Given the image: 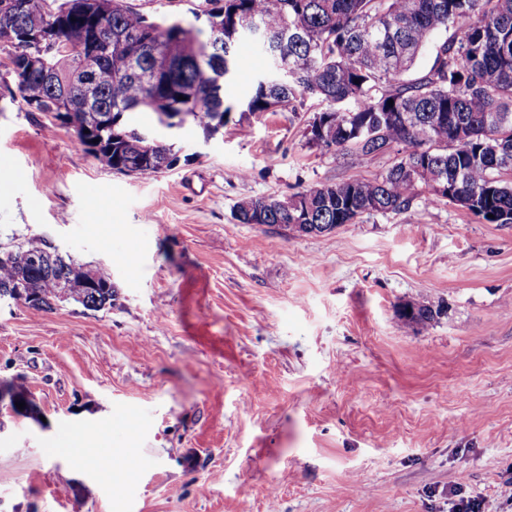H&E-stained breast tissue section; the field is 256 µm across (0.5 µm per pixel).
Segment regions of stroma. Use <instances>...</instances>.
Returning a JSON list of instances; mask_svg holds the SVG:
<instances>
[{"instance_id":"stroma-1","label":"stroma","mask_w":512,"mask_h":512,"mask_svg":"<svg viewBox=\"0 0 512 512\" xmlns=\"http://www.w3.org/2000/svg\"><path fill=\"white\" fill-rule=\"evenodd\" d=\"M129 2L205 26L206 0ZM259 68L149 177L0 101V248L50 237L119 289L100 311L0 301V379L36 405L0 415V512H455L456 487L512 512V224L443 204L320 235L239 223L241 200L391 162L309 143L315 99L240 111ZM407 302L439 315L403 326ZM112 448L143 467L114 479Z\"/></svg>"}]
</instances>
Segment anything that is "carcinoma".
Returning <instances> with one entry per match:
<instances>
[{
  "label": "carcinoma",
  "mask_w": 512,
  "mask_h": 512,
  "mask_svg": "<svg viewBox=\"0 0 512 512\" xmlns=\"http://www.w3.org/2000/svg\"><path fill=\"white\" fill-rule=\"evenodd\" d=\"M0 14V51H8L14 90L33 112L56 113L50 124L72 129L78 142L112 170L154 176L174 166V144L135 124L149 112L218 131L234 105L214 94L216 62L224 76L240 64L239 22L251 17L288 41L263 48L274 76H262L244 112H300L321 105L306 126L308 141L343 153L393 156L371 179L307 187L285 198L242 200L241 224H353L365 215L398 214L418 204L454 205L480 223L512 224V0H208L206 39L180 21L161 20L125 0H22ZM93 12L112 31V44L91 59L84 31ZM58 50L45 57L41 43ZM173 56L155 83L128 74L132 54ZM431 52L416 72L418 57ZM393 104H388V101ZM91 111H86V105ZM46 256L18 245L0 257V300L25 298L51 311L74 301L99 311L118 299L106 270H93L42 243ZM408 326L439 311L410 305ZM25 401L26 389L0 380V393Z\"/></svg>",
  "instance_id": "cac0c4a2"
}]
</instances>
